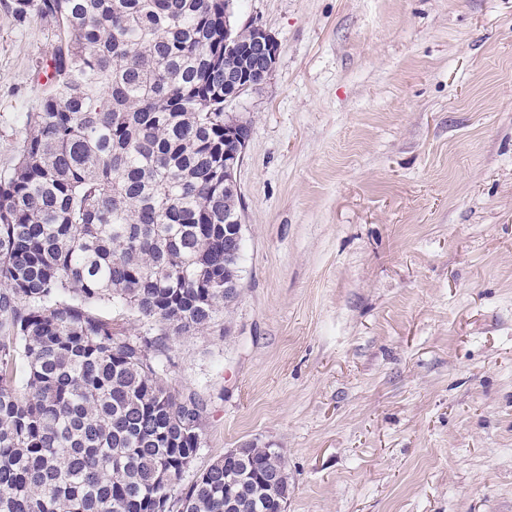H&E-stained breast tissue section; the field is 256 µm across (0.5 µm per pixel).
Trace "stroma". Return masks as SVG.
I'll return each mask as SVG.
<instances>
[{
    "label": "stroma",
    "instance_id": "1",
    "mask_svg": "<svg viewBox=\"0 0 512 512\" xmlns=\"http://www.w3.org/2000/svg\"><path fill=\"white\" fill-rule=\"evenodd\" d=\"M280 46L236 299L159 352L195 471L282 449L288 512H512V0H238ZM57 37L0 7V173Z\"/></svg>",
    "mask_w": 512,
    "mask_h": 512
}]
</instances>
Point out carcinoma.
Wrapping results in <instances>:
<instances>
[{"label":"carcinoma","instance_id":"obj_1","mask_svg":"<svg viewBox=\"0 0 512 512\" xmlns=\"http://www.w3.org/2000/svg\"><path fill=\"white\" fill-rule=\"evenodd\" d=\"M57 32L0 177V512H274L279 448L184 484L203 404L149 350L238 294L224 191V0H3ZM119 306L158 332L120 337Z\"/></svg>","mask_w":512,"mask_h":512}]
</instances>
